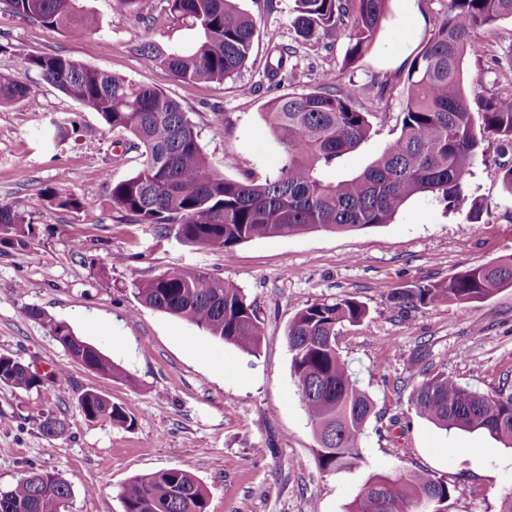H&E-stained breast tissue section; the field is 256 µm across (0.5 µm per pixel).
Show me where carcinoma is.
<instances>
[{
  "mask_svg": "<svg viewBox=\"0 0 512 512\" xmlns=\"http://www.w3.org/2000/svg\"><path fill=\"white\" fill-rule=\"evenodd\" d=\"M78 0H0L20 17L49 28L63 27L73 37L96 31ZM169 11L187 18L200 39L192 47L138 49L143 62L162 66L184 81L222 85L245 68L256 30L254 18L236 0H167ZM291 20L307 41L343 38V65L355 64L369 49L388 18L390 0H294ZM512 20V0H448L443 17L428 35L408 72V90L400 132L361 173L327 182L321 171L356 149L371 131L373 113L359 95L380 97L386 84L357 93L336 87L332 73L320 86L274 98L264 118L283 147L276 173L262 182L235 180L215 171L198 141L194 124L180 103L156 87L83 66L62 55L14 54L25 66L83 107L101 115L106 125L129 138L141 151V166L130 178L110 183L106 197L122 220L152 224L178 241L222 253L243 243L312 231L348 232L389 224L414 196H431L456 209L482 142L494 139L512 147V95L484 94L469 76L466 59L479 58L485 46L479 29ZM286 48L278 49L268 80L288 72ZM36 101L31 88L0 73V105ZM482 124L475 127L474 114ZM59 209H79L72 194L53 190ZM34 239L32 224L8 204H0V245L25 249ZM512 287V253L466 270L448 281L417 283L392 300L418 310L440 300L460 308ZM139 302L177 317L209 337L255 355L261 321L243 290L207 271L188 267L133 282ZM27 315L47 321L52 336L68 356L90 371L119 378L112 361L71 326L36 307ZM367 317L351 299L315 302L288 323L286 343L304 412L313 428L315 462L323 472L352 470L363 461L360 441L374 403L359 387L336 348L338 328ZM45 385L13 356L0 354V387L30 391ZM415 412L441 429L480 431L512 448V387L481 392L444 372L424 379L411 399ZM89 420L104 418L130 429L135 415L126 406L89 390L78 398ZM48 437L63 433L62 419L47 414L38 423ZM72 486L59 475L30 468L17 482L0 488V512H63ZM118 496L123 512H207L202 484L189 472L171 468L135 477ZM452 488L424 468L407 475L368 478L347 512H448Z\"/></svg>",
  "mask_w": 512,
  "mask_h": 512,
  "instance_id": "cac0c4a2",
  "label": "carcinoma"
}]
</instances>
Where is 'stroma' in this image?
Wrapping results in <instances>:
<instances>
[{"label": "stroma", "mask_w": 512, "mask_h": 512, "mask_svg": "<svg viewBox=\"0 0 512 512\" xmlns=\"http://www.w3.org/2000/svg\"><path fill=\"white\" fill-rule=\"evenodd\" d=\"M266 2L240 0L256 21L253 50L240 75L219 88L143 64L141 43L188 48L198 39L166 0H143L135 13L113 0H83L97 26L83 38L0 6V72L29 85L38 99L34 109L23 102L0 106V203L24 213L35 231L26 249L0 246V354L43 375L67 371L37 390L0 387V487L35 466L71 483L68 512H123L124 483L179 468L204 486L207 512H346L369 476L423 467L454 484L448 512H499L512 492V449L483 433L442 430L419 417L410 398L438 372L483 392L512 377V287L463 311L445 300L404 310L391 296L512 253V195L499 178L500 165H512V151L499 154L492 142L474 162L466 194L484 203L481 221H470L466 208L416 196L389 224L258 239L221 253L161 237L150 224L117 220L106 186L137 171L139 150L10 52L20 44L162 89L187 113L215 170L258 181L277 170L282 156L261 116L267 101L315 88L325 70L335 71L342 88L385 80L382 99L364 103L375 114L369 138L326 176L360 173L397 135L408 68L448 0H392L375 43L348 68L344 39L304 41L291 25L293 0H274L272 10ZM478 36L486 53L468 68L479 90L494 94L507 84L495 61L512 55V21ZM276 46L292 49L294 75L274 86L265 71L276 62ZM56 186L78 197L81 208L60 209L45 198ZM77 240L82 249L74 248ZM189 266L242 288L254 302L263 330L257 355L142 306L132 293V282ZM342 297L368 309L362 323L340 328L336 345L375 408L361 439L364 463L324 473L291 378L285 331L307 304ZM32 306L45 319L27 316ZM50 317L68 323L124 378L73 361L52 336ZM87 390L129 407L134 426L86 419L77 399ZM50 412L66 422L55 438L38 428Z\"/></svg>", "instance_id": "35a3bbf8"}]
</instances>
